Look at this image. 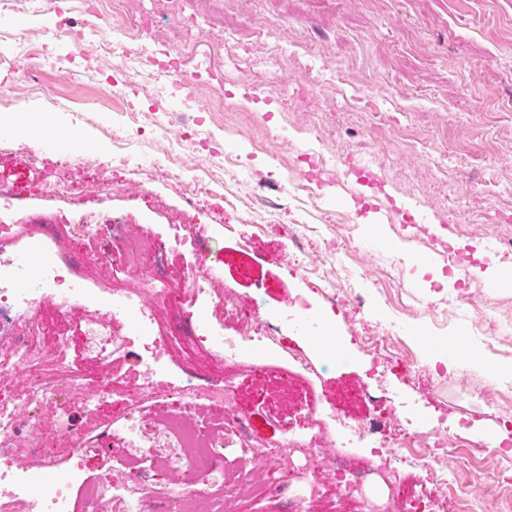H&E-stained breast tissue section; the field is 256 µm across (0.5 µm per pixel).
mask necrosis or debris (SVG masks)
<instances>
[{
	"label": "necrosis or debris",
	"mask_w": 512,
	"mask_h": 512,
	"mask_svg": "<svg viewBox=\"0 0 512 512\" xmlns=\"http://www.w3.org/2000/svg\"><path fill=\"white\" fill-rule=\"evenodd\" d=\"M34 229L53 240L57 261L38 269L18 258L14 225L0 224V512H73L72 490L80 488L84 512H146L166 507L167 512H238L241 497L267 498L281 503L282 512H329L326 488H333L337 502L366 505V512H440L454 505L465 512V491L450 488L448 477L434 469L436 459L459 448V437L447 420H440L432 437H425L413 422H400L396 404L381 393L388 374L406 366L404 355L389 337L362 333L360 343L371 353L376 397L372 413L350 422L337 405L314 389V367L301 351L285 349V367L267 372L245 367L244 342L264 345L276 333L259 308L220 292L214 272L192 278L187 288L171 287L158 270H145L147 259H161V242L145 235L140 226L119 216L79 211L70 229L72 239H111L127 268L138 271L140 285L120 294L116 312L78 302L65 280L79 272L65 255L66 243L57 241L55 227L35 223ZM25 291H18V284ZM194 301L218 300L226 317L235 319V335L198 324L192 313L181 311L182 296ZM63 312L78 330L74 336L40 339L39 315L44 309ZM179 309L174 321L149 335L127 332L118 313L135 312L155 320L156 310ZM191 344L223 365L220 376L183 369L173 380L159 379L168 369L176 344ZM96 362L111 361L114 353L149 354L152 372L118 401L121 423L113 435L92 434L78 426L71 410L55 415L63 448H46L31 437L26 410L33 405L54 407L61 390H68L75 407L95 410L112 395L108 381L89 383L70 369L71 352ZM23 368V383L2 378V371ZM253 376L263 381L262 399L270 410L301 400L306 405L304 426H288L274 441L252 436V424L240 404L239 380ZM164 412L162 422L147 426L141 420L146 407ZM375 443L373 454H330L340 435ZM118 440L115 466L99 480L82 476L71 467L74 459L93 457L108 439ZM233 449L231 479L213 483L211 474L224 471L225 449ZM262 449L264 470L253 467V449ZM408 468L426 474L420 491L392 481L393 472ZM150 488L152 498L138 496Z\"/></svg>",
	"instance_id": "obj_1"
}]
</instances>
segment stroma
Here are the masks:
<instances>
[{"label":"stroma","mask_w":512,"mask_h":512,"mask_svg":"<svg viewBox=\"0 0 512 512\" xmlns=\"http://www.w3.org/2000/svg\"><path fill=\"white\" fill-rule=\"evenodd\" d=\"M184 15L207 19L204 31L181 26L167 0H115L110 14L73 16L74 29L42 51L46 13L25 14L19 0H0V49L18 51L19 68L0 71V224L17 227L20 254L43 247L30 234L33 219L69 231L77 208L111 213L165 242L164 270L173 285L217 267L223 288L258 298L270 318L289 314L284 343L299 347L317 369L316 391L363 418L370 405L346 398L371 390L370 356L355 337L362 322L387 335L397 305L417 301L438 314L410 315L404 349L420 361L411 374L395 372L388 392L401 413L419 423L448 417L462 446L448 459V481L475 476L512 479L496 408L484 395L498 383L512 399V351H496L484 324H512V286L492 277L449 270L422 240L409 238L417 206L429 228L449 231L467 254L512 241V0H183ZM148 23L138 54L177 48L191 87L153 71L130 68L120 48L125 29ZM93 26V41L76 31ZM126 80L123 92L109 79ZM180 140L179 178L157 176V161ZM332 154L382 178L381 188L327 178L297 197L290 189L300 155ZM244 175L237 210L224 206V157ZM35 157L63 161L62 191L31 169ZM208 177L214 193L187 201L189 179ZM83 193L74 201L71 192ZM384 201L391 224L381 238L363 228L373 218L367 197ZM275 212L257 210V198ZM344 223L350 243L325 249ZM205 241L183 249L173 225ZM292 224L317 227L295 240ZM83 256L85 298L112 307L111 289L134 287L138 276L112 257V243H75ZM343 270L368 299L367 314L339 313L307 289L312 273ZM468 293L481 311L454 310ZM326 337L328 349L316 346ZM467 337L468 356L448 349ZM282 342V343H283ZM144 361L122 354L111 362L75 358V372L108 378L113 396L140 384Z\"/></svg>","instance_id":"stroma-1"}]
</instances>
